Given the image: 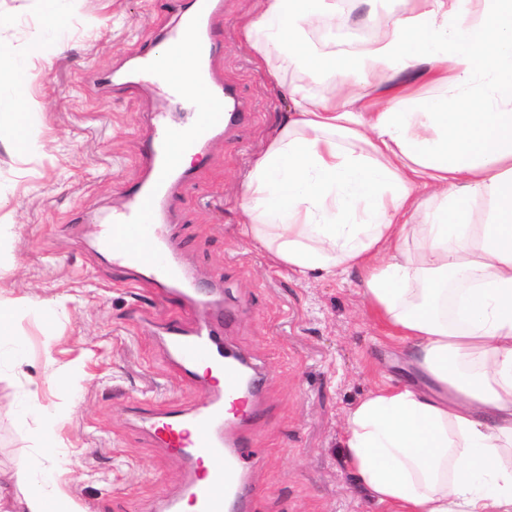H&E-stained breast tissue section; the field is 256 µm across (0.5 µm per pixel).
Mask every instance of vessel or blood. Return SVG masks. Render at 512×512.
<instances>
[{
    "mask_svg": "<svg viewBox=\"0 0 512 512\" xmlns=\"http://www.w3.org/2000/svg\"><path fill=\"white\" fill-rule=\"evenodd\" d=\"M179 23L158 36L159 51L123 59L112 76L99 77L102 90L133 84L160 92L165 110L153 113L142 153L143 173L126 192V204L102 225L97 246L112 257V268L127 287L148 280L176 313L158 336L170 364L200 401L192 408L162 402L133 408L129 420L158 447L182 462L180 491L158 499L145 512H253L255 493L242 458L256 447L252 428L263 413L267 378L263 368L225 331L238 311L227 305L224 289L200 290L181 264L171 233L176 201L198 184L195 169L181 157L204 155L219 137L251 118L248 104L215 67L222 49L211 22L222 0H175ZM193 42L195 57L183 70L168 66ZM206 109H199L198 99Z\"/></svg>",
    "mask_w": 512,
    "mask_h": 512,
    "instance_id": "obj_1",
    "label": "vessel or blood"
}]
</instances>
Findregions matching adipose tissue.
Wrapping results in <instances>:
<instances>
[{"label": "adipose tissue", "instance_id": "adipose-tissue-1", "mask_svg": "<svg viewBox=\"0 0 512 512\" xmlns=\"http://www.w3.org/2000/svg\"><path fill=\"white\" fill-rule=\"evenodd\" d=\"M75 2L44 0L35 57L59 52ZM468 2L402 0L342 55L341 93L289 86L291 113L239 202L277 263L358 271L367 306L436 386L385 382L345 416V460L384 512H512V0ZM335 16L331 0H256L244 30L257 66L321 75L299 34ZM0 83L13 90L0 129L37 149L26 68L0 67ZM16 480L23 512H83L52 472Z\"/></svg>", "mask_w": 512, "mask_h": 512}]
</instances>
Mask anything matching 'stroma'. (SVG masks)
<instances>
[{
    "label": "stroma",
    "instance_id": "35a3bbf8",
    "mask_svg": "<svg viewBox=\"0 0 512 512\" xmlns=\"http://www.w3.org/2000/svg\"><path fill=\"white\" fill-rule=\"evenodd\" d=\"M255 0H224L216 27L224 51L216 66L252 108L251 123L217 139L192 166L198 188L180 203L183 262L201 281L222 282L243 311L227 338L264 368L266 414L248 449L258 489L256 512H380L363 494L340 448L347 411L376 385L419 378L397 337L365 305L358 272L301 276L274 263L242 234L240 182L288 115L284 87L326 78L283 69L273 79L253 59L243 31ZM176 15L169 0H82L51 62L31 56L39 0H0V44L27 63L26 95L37 104L40 149L19 154L0 132V198L11 214L0 228L9 256L0 260V296L52 302L46 319L20 316L0 339V497L16 503L18 465L53 469L83 512H116L115 496L141 506L178 491L183 468L133 431L129 409L162 400L193 406L161 355L156 329L172 307L149 288H127L96 245L99 214L125 203L141 177L148 117L162 108L135 86L103 94L94 73L155 40ZM80 369L76 389L58 376ZM53 423L54 446L36 431Z\"/></svg>",
    "mask_w": 512,
    "mask_h": 512
}]
</instances>
